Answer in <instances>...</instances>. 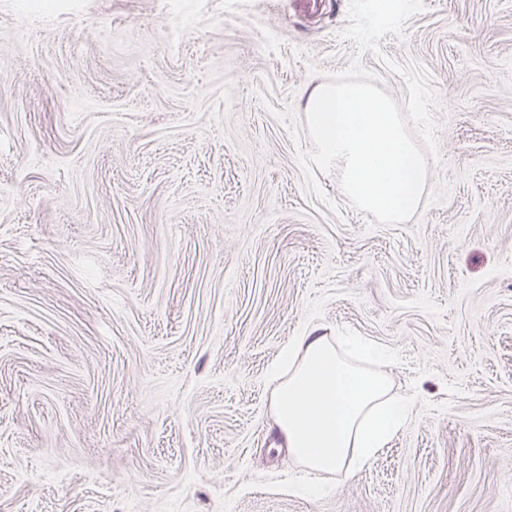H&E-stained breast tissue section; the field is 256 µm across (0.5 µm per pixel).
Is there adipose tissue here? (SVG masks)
Returning a JSON list of instances; mask_svg holds the SVG:
<instances>
[{
  "instance_id": "ef3b65f1",
  "label": "adipose tissue",
  "mask_w": 512,
  "mask_h": 512,
  "mask_svg": "<svg viewBox=\"0 0 512 512\" xmlns=\"http://www.w3.org/2000/svg\"><path fill=\"white\" fill-rule=\"evenodd\" d=\"M357 343L301 336L272 393L275 424L287 447L314 473L356 470L387 446L410 406L392 395L382 372L359 363Z\"/></svg>"
}]
</instances>
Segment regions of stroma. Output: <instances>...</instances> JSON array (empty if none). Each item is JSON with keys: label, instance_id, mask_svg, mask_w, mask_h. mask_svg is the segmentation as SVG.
Returning <instances> with one entry per match:
<instances>
[{"label": "stroma", "instance_id": "1", "mask_svg": "<svg viewBox=\"0 0 512 512\" xmlns=\"http://www.w3.org/2000/svg\"><path fill=\"white\" fill-rule=\"evenodd\" d=\"M347 24L348 0H0V512H512V0H424L379 57ZM386 57L429 73L439 155L373 228L338 172L305 191L277 114L355 58L406 101ZM312 332L412 403L348 479L272 424Z\"/></svg>", "mask_w": 512, "mask_h": 512}]
</instances>
